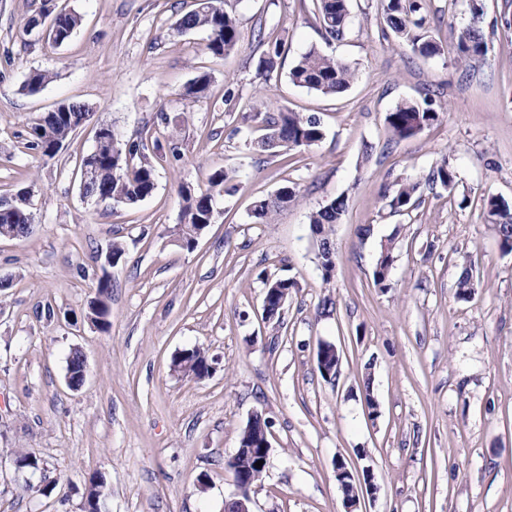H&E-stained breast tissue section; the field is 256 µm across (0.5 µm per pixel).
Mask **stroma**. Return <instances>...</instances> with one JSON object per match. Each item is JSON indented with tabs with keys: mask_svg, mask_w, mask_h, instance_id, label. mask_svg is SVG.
I'll return each mask as SVG.
<instances>
[{
	"mask_svg": "<svg viewBox=\"0 0 512 512\" xmlns=\"http://www.w3.org/2000/svg\"><path fill=\"white\" fill-rule=\"evenodd\" d=\"M469 3L425 0L443 51L423 60L383 32L376 0H351L340 40L321 28L314 0H225L240 32L226 56L206 51L205 31H175L195 0H66L82 24L57 48L22 32L41 0H0V199L29 189L35 214L32 233L0 238V512H82L94 474L107 487L101 512H224L236 491L228 462L256 412L272 449L252 512H512V252L483 217L489 197L512 203V26L498 22L512 18V0H482L488 51L463 66L453 33L469 24ZM260 28L285 40L269 73L256 66ZM312 47L354 68L344 93L291 83ZM35 69L54 79L32 94ZM203 72L206 98L186 95ZM428 97L437 124L390 141L386 113ZM258 98L268 112L320 118L323 139L255 150ZM64 101L92 116L49 159L29 147L30 120ZM101 124L159 142L157 188L135 206L84 199L71 177ZM443 161L457 175L452 194L425 181ZM219 169L237 189L184 249L171 234L178 190L207 192ZM402 182L418 183L417 202L395 213L389 197ZM286 185L298 202L253 223L254 203ZM341 195L327 279L308 215ZM389 238L395 262L381 289L374 259ZM115 240L125 253L110 270L103 331L86 314L95 251ZM466 266L477 288L459 301ZM277 278L295 286L269 321L265 282ZM323 341L341 353L332 384L316 366ZM194 347L212 366L202 379L172 367ZM74 349L87 365L77 390L66 382ZM21 453L40 470L17 469ZM339 458L377 487L352 511Z\"/></svg>",
	"mask_w": 512,
	"mask_h": 512,
	"instance_id": "stroma-1",
	"label": "stroma"
}]
</instances>
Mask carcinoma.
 <instances>
[{
  "label": "carcinoma",
  "mask_w": 512,
  "mask_h": 512,
  "mask_svg": "<svg viewBox=\"0 0 512 512\" xmlns=\"http://www.w3.org/2000/svg\"><path fill=\"white\" fill-rule=\"evenodd\" d=\"M317 17L321 28L334 39L345 35L349 16V0H315ZM378 15L400 45L410 47L414 55L428 59L438 55L441 45L427 27L423 14V0H377ZM471 22L456 36V50L461 62H470L486 55L488 45L483 28V6L480 0H470ZM39 18L50 21L45 39L60 46L71 39L81 25V15L72 9L43 6ZM177 31L184 33L202 29L207 33L206 49L214 55H227L239 43L236 18L224 10L223 0H199L198 6L182 15L175 23ZM285 43L275 37L267 41V50L258 59L257 68L271 72L281 57ZM354 77L349 65L312 47L292 66L290 81L302 88L324 95H334L346 90ZM89 120V111L78 102H63L49 112L33 119L30 127V148L38 149L50 159L58 154L56 144L69 139L77 129ZM440 120V113L430 104L420 105L411 101L398 103L385 115V126L391 140L400 141L413 137L430 128ZM263 134L257 145L264 151H291L309 148L323 138L319 120L305 117L297 112L279 110L276 115L261 119ZM105 140L92 156L83 158L77 172L83 197L100 201L109 200L115 206H133L150 197L157 187V171L147 156V138L125 143L110 125H105ZM456 173L444 160L433 168L428 182L440 184L448 192L456 187ZM235 176L226 170H216L209 178L211 190L196 195L188 187H181L178 227L173 234L180 237L181 247L193 249L197 230L201 224H210L215 214L216 197L236 190ZM417 183H401L394 190L389 207L395 212L404 211L415 203ZM297 199L296 191L284 186L276 194L254 203L251 218L256 224L272 223V216L283 205ZM346 210V200L340 196L311 212L309 224L315 237L318 258L324 280L331 278L335 267V249L332 235L335 226L341 223ZM487 223L492 226L500 247L512 251V205L502 198L491 197L484 204ZM35 224L29 198L18 192L11 200L0 201V225ZM395 261L393 239L380 244L373 270V281L379 288L387 287L386 280ZM294 282L289 279H274L266 288H277V299L267 308V319L281 314ZM112 288L108 272L97 280L99 298L90 306L91 320L102 330L110 326V309L107 299ZM476 283L468 269H463L458 280L457 298L467 300L474 293ZM176 364H185L183 373L203 378L210 372L205 352L199 348L184 350L173 359ZM236 470H246L252 484L262 481L266 469L253 467L250 456L243 454L235 463ZM104 482L93 476L86 487L84 512H100L99 503L103 495Z\"/></svg>",
  "instance_id": "1"
}]
</instances>
